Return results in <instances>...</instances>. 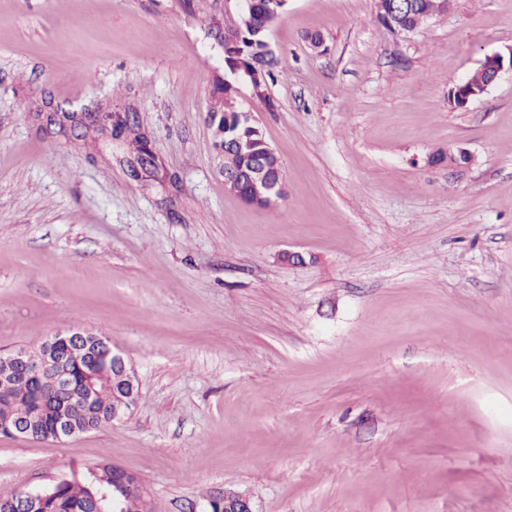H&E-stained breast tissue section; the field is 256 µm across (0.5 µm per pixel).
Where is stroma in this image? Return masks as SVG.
I'll use <instances>...</instances> for the list:
<instances>
[{
    "mask_svg": "<svg viewBox=\"0 0 512 512\" xmlns=\"http://www.w3.org/2000/svg\"><path fill=\"white\" fill-rule=\"evenodd\" d=\"M237 13L0 0V355L82 329L139 381L99 429L0 435V498L115 464L151 512H512V72L448 103L512 46V0L407 35L375 0H288L267 101L237 88L283 165L267 207L225 190L210 125ZM96 105L136 113L155 179L41 119ZM479 66L487 74L486 82L481 85V90L475 88L469 90L468 83L465 80L454 85L456 90H463L466 93L463 99V108L495 85L503 72L506 70L512 71V47H507L505 51L485 55ZM254 512L250 498L238 492H224V503L214 500L210 503V512Z\"/></svg>",
    "mask_w": 512,
    "mask_h": 512,
    "instance_id": "stroma-1",
    "label": "stroma"
}]
</instances>
